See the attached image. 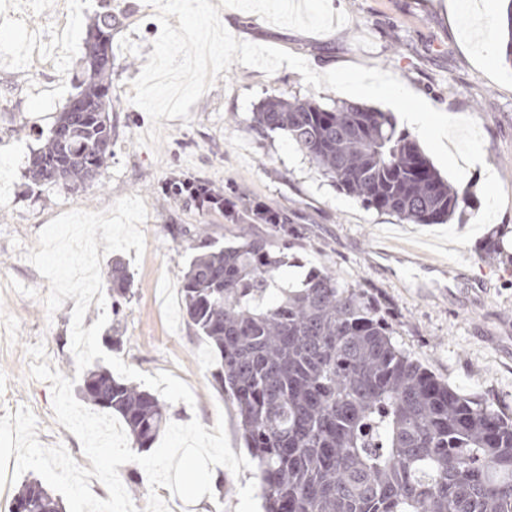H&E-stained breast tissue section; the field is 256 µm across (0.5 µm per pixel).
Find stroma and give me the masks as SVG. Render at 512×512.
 <instances>
[{
  "label": "stroma",
  "mask_w": 512,
  "mask_h": 512,
  "mask_svg": "<svg viewBox=\"0 0 512 512\" xmlns=\"http://www.w3.org/2000/svg\"><path fill=\"white\" fill-rule=\"evenodd\" d=\"M453 0H305L301 11H274L269 0H219L224 27L238 40L286 50L319 73L358 64L390 72L432 107L453 117L474 118L483 137L484 165L468 168L460 189L469 205L451 225L465 232L483 208L485 170L500 179L507 201L498 216L462 247V263L440 258L441 272L382 256L388 244L406 249L418 225L365 208L338 190L309 164L281 132L263 135L252 114L272 93L323 104L339 92L314 90L300 73L281 67L273 74L233 63L191 106L189 119L162 120L157 146L138 144L151 120L131 103L135 79L161 26L147 0H112L118 24L112 32V157L98 180L71 191L34 185L29 157L41 147L38 132L55 124L83 67L88 26L100 0H0V39L20 48L0 55V417L28 407L37 438L64 446L90 467L76 436L60 425L50 382L29 376L26 349L43 344L50 369L75 376L71 350L74 299L55 313L43 303L49 281L27 260L40 231L59 211H106L121 197L139 195L148 209L142 225V258L124 254L133 278L130 299L115 328L122 338L111 353L145 374L171 372L193 391L194 404H172V422L198 419L213 429L224 419L232 451L246 454L233 402L212 378L215 359L188 326L181 309L182 271L191 251L188 234L204 224L217 243L236 229L217 213H202L165 198V183L204 179L286 208L298 231L290 253L297 265L283 275L297 284L309 267L359 284L386 308L395 340L430 373L461 393L494 403L512 416V64L488 63L472 49L487 27L500 26L505 0H464L474 25L451 16ZM74 8L69 36L53 18ZM187 229L172 238L170 228ZM393 239L381 238L382 230ZM496 239V257L483 254ZM483 275L487 286L460 294L459 273ZM224 491L186 503L162 489L168 512H263L254 471L232 474L215 467Z\"/></svg>",
  "instance_id": "stroma-1"
}]
</instances>
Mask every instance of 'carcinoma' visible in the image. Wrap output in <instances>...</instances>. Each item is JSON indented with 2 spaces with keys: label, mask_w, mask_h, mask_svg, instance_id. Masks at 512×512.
I'll return each instance as SVG.
<instances>
[{
  "label": "carcinoma",
  "mask_w": 512,
  "mask_h": 512,
  "mask_svg": "<svg viewBox=\"0 0 512 512\" xmlns=\"http://www.w3.org/2000/svg\"><path fill=\"white\" fill-rule=\"evenodd\" d=\"M112 9L86 36L75 93L44 145L33 151L37 183L78 190L112 157ZM512 62V0L504 25ZM253 128L281 131L315 171L366 207L413 224H445L465 197L387 112L336 102L268 96ZM168 194L230 224H271L274 247L252 232L219 246L205 232L182 277L187 324L210 344L213 379L237 407L256 463L264 512H512V418L438 380L393 341L395 329L366 289L311 267L282 282L288 210L201 181ZM107 277L119 315L131 292L127 265ZM83 398L118 413L131 445L150 448L171 414L154 393L92 364ZM63 512L41 481L21 485L11 512Z\"/></svg>",
  "instance_id": "cac0c4a2"
}]
</instances>
